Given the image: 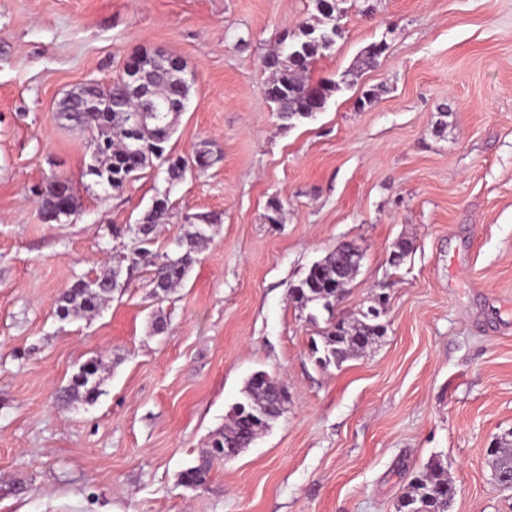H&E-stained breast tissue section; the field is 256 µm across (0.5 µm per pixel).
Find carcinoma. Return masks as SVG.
Segmentation results:
<instances>
[{"label":"carcinoma","mask_w":512,"mask_h":512,"mask_svg":"<svg viewBox=\"0 0 512 512\" xmlns=\"http://www.w3.org/2000/svg\"><path fill=\"white\" fill-rule=\"evenodd\" d=\"M340 0H313L314 7L322 16L319 26L300 24L296 30L285 34L277 47L262 60L264 70L270 78L264 90L268 100L274 104L278 118L285 125L292 126L302 119H309L315 113L324 111L328 99L337 89L329 79L312 81L311 71L321 54L328 49L339 35V28H330L327 19L340 16ZM386 42H372L361 51V60L374 65L386 51ZM140 75L148 79L149 89L160 111L152 113L148 128L140 133L137 144L131 143L130 117L137 113L140 102L125 94L126 77L105 87L85 84L71 90L59 102L58 116L66 125L82 128L88 133L89 146L98 147L86 166L85 174L97 179H111L109 187L121 190L136 174L158 160L166 166L170 181L182 179L194 168H203L199 158L168 157L165 143L171 136L174 122L169 108L184 111L179 94L181 77L175 72L153 73L151 65L145 63ZM110 97L107 108L96 112H85L83 107L97 98ZM41 197L42 213H50L66 207L72 214L78 209V201L72 186L53 181L38 191ZM169 215L168 195L155 198L151 209L132 232L145 244L151 240L157 227L166 223ZM204 238V229L198 228L193 234L177 241L175 256L158 255L145 247L132 255L116 259V265L107 272L90 280L79 278L59 298L56 313L62 319L72 314H96L112 293L127 286L121 280L123 261L129 267L138 265L152 267L151 284L155 294L166 295L180 286L196 261V248ZM350 249L343 243L322 260L313 263L305 277L289 290V298L298 309L311 305L319 306L331 313L336 302L344 295L360 267L356 262L343 273L336 271L339 253ZM380 312L370 307L362 318L347 320L340 318L330 323L323 333L322 342L314 346L318 353L316 362L326 368L339 365L355 352L365 348L372 341L384 335L386 326L379 321ZM100 360L95 359L83 366L61 395L63 401L90 403L99 396L100 383L96 379ZM244 398L232 408L229 422L211 440L210 449L204 452L199 463L181 474V482L190 488L202 487L209 478L211 461L215 456L224 460L234 459L249 447L256 437L265 432L285 411L288 402L286 391L280 382L263 372L253 374L243 390ZM489 463L500 482L512 479V444L506 442L489 452ZM454 483L447 476L443 463L437 459L427 464L409 486V492L401 497L397 512H448L454 499Z\"/></svg>","instance_id":"1"}]
</instances>
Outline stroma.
Instances as JSON below:
<instances>
[{"label": "stroma", "mask_w": 512, "mask_h": 512, "mask_svg": "<svg viewBox=\"0 0 512 512\" xmlns=\"http://www.w3.org/2000/svg\"><path fill=\"white\" fill-rule=\"evenodd\" d=\"M343 8L312 71L339 88L287 128L262 59L314 23L312 0H0V512H397L435 458L457 487L450 512H512L488 462L512 441V0ZM157 49L195 74L166 148L209 165L171 184L154 164L103 189L58 104ZM53 176L80 206L47 223L35 191ZM164 192L152 252H174L185 215L209 219L183 284L154 295L141 267L96 316L59 318L74 280L138 248L129 228ZM343 242L363 260L335 314L382 300L387 331L323 369L311 345L330 315L288 290ZM95 358L97 401L60 402ZM257 372L287 388L285 413L212 460L205 487L184 486Z\"/></svg>", "instance_id": "1"}]
</instances>
